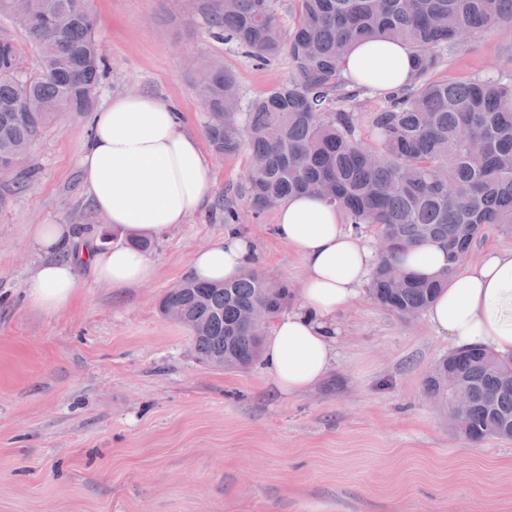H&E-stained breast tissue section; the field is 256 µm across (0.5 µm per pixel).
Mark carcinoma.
I'll list each match as a JSON object with an SVG mask.
<instances>
[{
  "label": "carcinoma",
  "instance_id": "cac0c4a2",
  "mask_svg": "<svg viewBox=\"0 0 512 512\" xmlns=\"http://www.w3.org/2000/svg\"><path fill=\"white\" fill-rule=\"evenodd\" d=\"M81 0H0V17L22 26L40 55L39 72L23 71L20 51L0 37V154L25 159L64 109L91 112L104 66ZM279 0H218L209 35L233 41L260 62L288 52L295 77L240 111L235 78L211 60L193 72L206 111L205 135L226 156L248 148L244 194L251 213L294 195L336 206L358 235L372 232L390 251L372 272L369 293L405 318L425 312L490 226L512 231V78L435 80L438 48L462 36L512 27V0H298L284 30ZM35 9L55 23L32 26ZM368 39L408 44L414 70L407 84L386 95L372 113L380 147L356 134L351 103L365 92L350 88L342 71L350 46ZM28 96H21L22 89ZM36 119L17 118L19 109ZM448 244V268L435 279L392 269L409 246ZM293 292L257 269L222 283L186 279L169 289L158 308L179 307L196 358L216 369H243L262 353L263 336L288 307ZM512 358L483 346L448 353L432 369L426 392L436 398L456 387L469 395L470 428L480 444L512 439Z\"/></svg>",
  "mask_w": 512,
  "mask_h": 512
}]
</instances>
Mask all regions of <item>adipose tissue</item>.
Here are the masks:
<instances>
[{
  "instance_id": "1",
  "label": "adipose tissue",
  "mask_w": 512,
  "mask_h": 512,
  "mask_svg": "<svg viewBox=\"0 0 512 512\" xmlns=\"http://www.w3.org/2000/svg\"><path fill=\"white\" fill-rule=\"evenodd\" d=\"M414 66L400 41L355 44L343 73L356 84L397 90ZM78 165L92 208L119 233L109 248H77L73 224H37L32 241L42 261L24 284L28 304L47 313L75 295L79 270L115 289L141 286L155 275L135 238L158 240L201 211L210 194L209 159L200 137L176 108L149 94L113 97L93 116V134ZM274 232L301 257L306 276L297 310L280 315L263 348L277 390L292 396L318 383L333 361L336 316L357 298L377 260L363 236L347 230L342 214L321 198L300 195L278 206ZM448 248L430 241L399 255L400 266L419 278L444 275ZM255 262L250 240L227 227L223 240L196 251L189 275L200 282L238 278ZM431 324L463 346H485L512 357V251H493L477 265L449 277L428 309Z\"/></svg>"
}]
</instances>
